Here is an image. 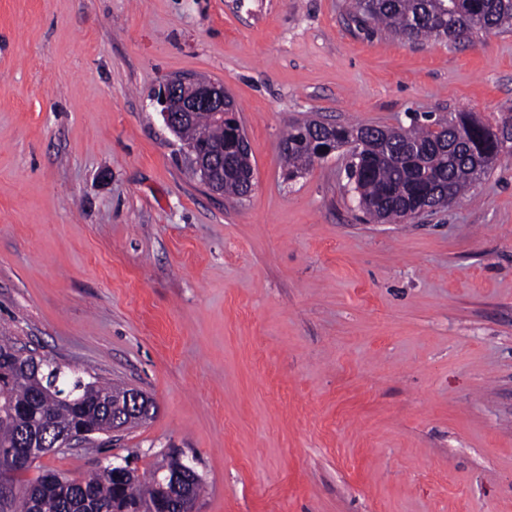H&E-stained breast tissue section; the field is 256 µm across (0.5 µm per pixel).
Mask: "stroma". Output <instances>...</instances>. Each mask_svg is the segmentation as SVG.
Returning <instances> with one entry per match:
<instances>
[{
	"label": "stroma",
	"instance_id": "obj_1",
	"mask_svg": "<svg viewBox=\"0 0 512 512\" xmlns=\"http://www.w3.org/2000/svg\"><path fill=\"white\" fill-rule=\"evenodd\" d=\"M344 0H0V337L142 390L153 419L24 473L193 460L196 512H512V154L446 209L374 224L315 118H512V30L351 34ZM223 83L237 201L153 100Z\"/></svg>",
	"mask_w": 512,
	"mask_h": 512
}]
</instances>
